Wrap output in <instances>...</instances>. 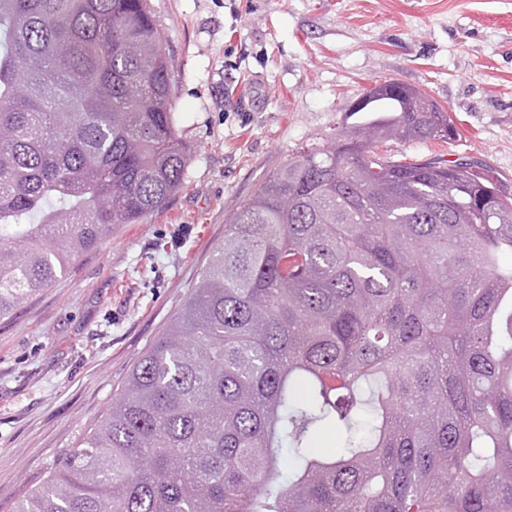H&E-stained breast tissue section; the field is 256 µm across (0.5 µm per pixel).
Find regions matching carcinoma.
Wrapping results in <instances>:
<instances>
[{
    "label": "carcinoma",
    "instance_id": "obj_1",
    "mask_svg": "<svg viewBox=\"0 0 512 512\" xmlns=\"http://www.w3.org/2000/svg\"><path fill=\"white\" fill-rule=\"evenodd\" d=\"M147 0H0V319L184 180ZM357 121L226 219L102 419L13 512H512V198L395 162L447 111Z\"/></svg>",
    "mask_w": 512,
    "mask_h": 512
}]
</instances>
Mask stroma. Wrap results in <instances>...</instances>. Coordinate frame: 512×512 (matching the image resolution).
<instances>
[{
	"label": "stroma",
	"mask_w": 512,
	"mask_h": 512,
	"mask_svg": "<svg viewBox=\"0 0 512 512\" xmlns=\"http://www.w3.org/2000/svg\"><path fill=\"white\" fill-rule=\"evenodd\" d=\"M193 147L184 185L0 321V512L57 469L181 309L224 219L385 80L449 112L455 138L397 160H474L512 196V0H148Z\"/></svg>",
	"instance_id": "stroma-1"
}]
</instances>
